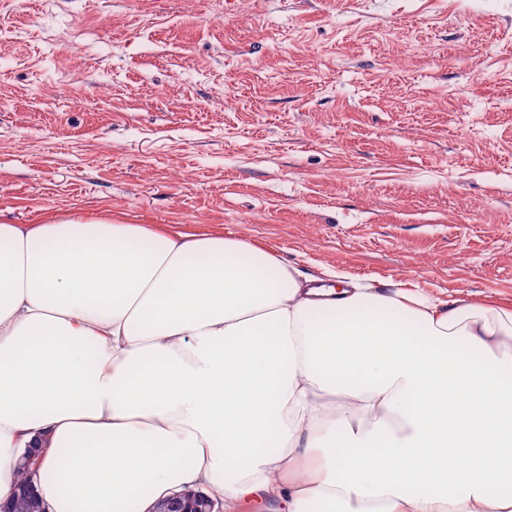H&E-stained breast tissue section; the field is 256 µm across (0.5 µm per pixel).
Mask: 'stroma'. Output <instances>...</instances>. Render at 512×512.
<instances>
[{
	"label": "stroma",
	"instance_id": "stroma-1",
	"mask_svg": "<svg viewBox=\"0 0 512 512\" xmlns=\"http://www.w3.org/2000/svg\"><path fill=\"white\" fill-rule=\"evenodd\" d=\"M102 214L512 305V0H0V223Z\"/></svg>",
	"mask_w": 512,
	"mask_h": 512
}]
</instances>
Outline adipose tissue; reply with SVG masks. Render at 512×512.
I'll list each match as a JSON object with an SVG mask.
<instances>
[{"instance_id": "obj_1", "label": "adipose tissue", "mask_w": 512, "mask_h": 512, "mask_svg": "<svg viewBox=\"0 0 512 512\" xmlns=\"http://www.w3.org/2000/svg\"><path fill=\"white\" fill-rule=\"evenodd\" d=\"M477 358H470V351ZM512 512V307L109 216L0 224V501ZM20 480L16 489L27 487L29 493L14 494L10 500L11 512H43V506L37 497L31 480V473L24 468L17 466ZM192 502H185L187 494L185 492L174 494L172 497L167 498L165 501L157 505L155 512H184L185 510H191L194 512H224L223 509H218V505L204 492L195 491L192 494ZM189 504L191 507H187ZM218 509V510H216Z\"/></svg>"}]
</instances>
